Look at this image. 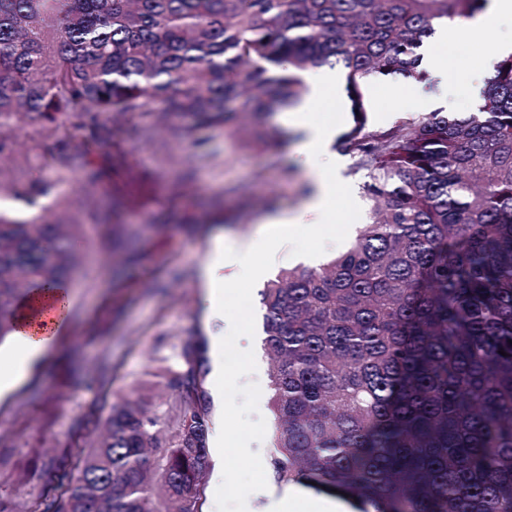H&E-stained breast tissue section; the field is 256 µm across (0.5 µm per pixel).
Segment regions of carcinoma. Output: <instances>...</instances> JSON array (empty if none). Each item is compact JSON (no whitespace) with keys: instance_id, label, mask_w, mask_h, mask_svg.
Instances as JSON below:
<instances>
[{"instance_id":"obj_1","label":"carcinoma","mask_w":512,"mask_h":512,"mask_svg":"<svg viewBox=\"0 0 512 512\" xmlns=\"http://www.w3.org/2000/svg\"><path fill=\"white\" fill-rule=\"evenodd\" d=\"M486 3L0 0V126L24 116L56 141L44 167L57 181L81 171L94 185V158L125 138L248 140L249 121L301 97L300 72H346L358 113L338 146L364 173L372 222L260 296L273 479L336 489L355 512H512V54L463 118L366 132L361 92L369 77L422 76L435 25ZM50 188L0 179V198ZM75 205L63 195L33 221L0 210V342L32 289L79 275ZM182 358L166 381L173 424L144 392L112 404L98 444L48 474L40 512H202L212 415L196 345Z\"/></svg>"}]
</instances>
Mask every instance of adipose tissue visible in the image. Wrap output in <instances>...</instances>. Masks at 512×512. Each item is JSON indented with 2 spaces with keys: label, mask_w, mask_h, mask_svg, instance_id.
<instances>
[{
  "label": "adipose tissue",
  "mask_w": 512,
  "mask_h": 512,
  "mask_svg": "<svg viewBox=\"0 0 512 512\" xmlns=\"http://www.w3.org/2000/svg\"><path fill=\"white\" fill-rule=\"evenodd\" d=\"M508 22H512V0H488L485 10L464 24L437 26L434 37L421 50V66L435 80L438 95L410 85L394 88L395 100H408L411 107L421 112L440 105L456 107L461 93L453 80L454 61L447 52L449 42H462L473 34L490 32L491 37L473 66L469 82L470 87H479L484 84L493 62L512 53V34L500 31ZM304 82L301 101L287 112L285 121L304 134L298 154L312 191L298 212L288 216L274 214L264 219L262 234L267 241L282 235L292 237L308 233L313 224L335 230L343 216L333 206V199L340 195L352 204L357 198L355 189L341 177L345 157L332 149L338 134L336 126L318 123L312 118L313 111L325 99L341 101V79L335 71L324 67L306 74ZM210 243V252L199 267L200 283L207 298H214L217 293L215 273L220 267L237 266L241 275L249 280L261 275L262 269L254 260L259 248L257 242L230 244L225 242L223 233L218 232ZM70 303V291L66 288H45L30 293L21 306L18 328L13 334L10 366L0 373V392L28 376L55 347L67 322Z\"/></svg>",
  "instance_id": "adipose-tissue-1"
}]
</instances>
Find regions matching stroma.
Segmentation results:
<instances>
[{"mask_svg":"<svg viewBox=\"0 0 512 512\" xmlns=\"http://www.w3.org/2000/svg\"><path fill=\"white\" fill-rule=\"evenodd\" d=\"M390 83L381 77L361 86L367 130L388 128L411 112L379 94ZM270 122L281 128L284 147L256 150L221 129L198 131L192 144L163 135L152 145L127 139L113 146L80 214L87 259L71 286L66 327L41 365L0 396V496L15 512H35L46 472L93 448L114 402L147 388L152 411L165 415L172 397L163 379L182 367L183 344L205 345L213 335L224 339V367L232 379L212 409L231 446L223 454V477L205 478L206 503L221 505L223 512H262L256 492L272 479L274 428L263 310L255 308L253 332L244 334L239 316L254 287L238 278L217 312L205 317L198 270L214 227L191 218L219 204L228 218L225 236L248 241L258 236L269 211L291 213L306 200L309 181L295 154L299 137L279 116ZM0 131L18 143V159L0 167L7 182H26L31 168L56 149L28 123L13 119ZM189 162L196 175L186 183L181 169ZM115 208L119 222L98 233ZM348 245L335 233L301 241L283 237L256 259L268 265L272 279L293 266L296 247L332 257Z\"/></svg>","mask_w":512,"mask_h":512,"instance_id":"35a3bbf8","label":"stroma"}]
</instances>
